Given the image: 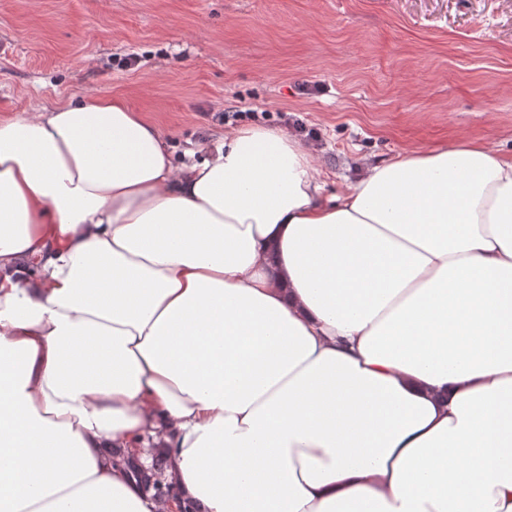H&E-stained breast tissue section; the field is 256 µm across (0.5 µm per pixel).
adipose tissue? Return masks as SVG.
I'll return each mask as SVG.
<instances>
[{"mask_svg": "<svg viewBox=\"0 0 512 512\" xmlns=\"http://www.w3.org/2000/svg\"><path fill=\"white\" fill-rule=\"evenodd\" d=\"M512 512V156L330 194L274 128L175 162L123 99L0 120V512ZM116 461L120 464L125 465L129 471L131 472L132 476L137 480L139 484L143 486L144 489H152L154 490V493L156 497L160 499H165L169 501L170 499H175V495L172 493V490H174V481L172 477V473L170 470V464L169 461H167V472H166V461L165 458L162 456H155L153 458V462L150 466V468H143V467H132L130 468L128 463L124 458L116 459ZM167 475V480L165 479V476ZM143 489V490H144ZM147 494H150L152 496L153 492H147L144 490ZM169 493L168 497H166ZM153 497V496H152Z\"/></svg>", "mask_w": 512, "mask_h": 512, "instance_id": "adipose-tissue-1", "label": "adipose tissue"}]
</instances>
